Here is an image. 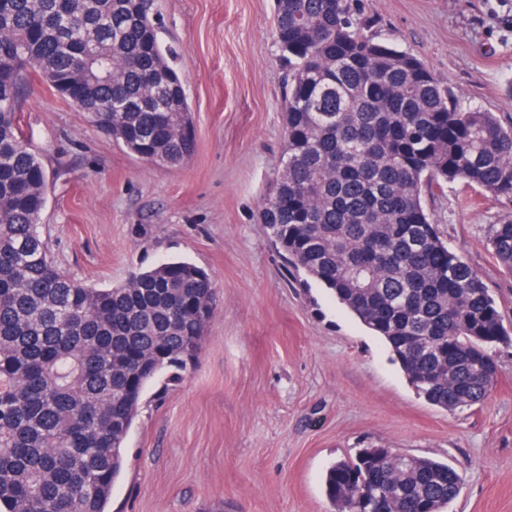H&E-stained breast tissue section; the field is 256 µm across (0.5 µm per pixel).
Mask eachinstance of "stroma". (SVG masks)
Here are the masks:
<instances>
[{
	"instance_id": "1",
	"label": "stroma",
	"mask_w": 512,
	"mask_h": 512,
	"mask_svg": "<svg viewBox=\"0 0 512 512\" xmlns=\"http://www.w3.org/2000/svg\"><path fill=\"white\" fill-rule=\"evenodd\" d=\"M356 4L370 33L425 61L461 108L512 124V0ZM157 8L195 116L186 164L129 154L39 81L20 102L47 175L41 233L64 272L109 288L182 258L216 288L197 365L143 398L110 512H333L328 467L376 446L455 468L464 485L448 512H512V340L491 348L498 376L483 404L433 406L378 337L288 265L261 221L284 155L274 0ZM424 202L512 328V274L489 242L512 203L461 183Z\"/></svg>"
}]
</instances>
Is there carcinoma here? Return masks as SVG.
<instances>
[{
	"label": "carcinoma",
	"mask_w": 512,
	"mask_h": 512,
	"mask_svg": "<svg viewBox=\"0 0 512 512\" xmlns=\"http://www.w3.org/2000/svg\"><path fill=\"white\" fill-rule=\"evenodd\" d=\"M156 14V0H0V512H109L144 392L182 379L217 309L188 261L92 288L55 267L40 232L46 174L20 120L31 72L130 154L170 167L193 154ZM275 14L288 79L285 156L262 212L271 238L431 404H481L508 331L423 193L462 181L512 203V127L460 108L350 0H275ZM489 242L512 273V221ZM461 488L448 464L383 447L325 477L337 512H444Z\"/></svg>",
	"instance_id": "carcinoma-1"
}]
</instances>
